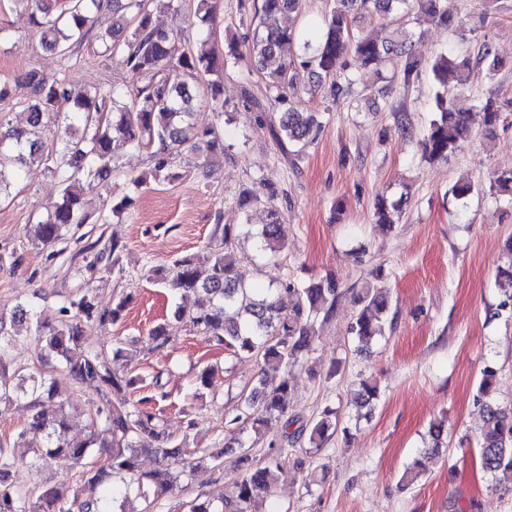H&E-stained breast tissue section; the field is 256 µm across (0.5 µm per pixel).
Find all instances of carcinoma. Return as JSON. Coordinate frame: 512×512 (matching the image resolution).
<instances>
[{"label":"carcinoma","instance_id":"carcinoma-1","mask_svg":"<svg viewBox=\"0 0 512 512\" xmlns=\"http://www.w3.org/2000/svg\"><path fill=\"white\" fill-rule=\"evenodd\" d=\"M25 5L32 24L40 35L41 47L50 52L67 53L72 45L83 42L92 27L95 14L105 0H65L58 8L56 0H17ZM173 0H112V29L99 36L105 50L120 57L133 80L140 83L134 97L110 87L107 89L76 85L64 79L46 77L31 69L23 80L32 97L25 106L28 127L1 130L0 120V190L21 178L24 167L33 161L47 166L62 186V202L47 219L34 226V238L48 247L63 240L64 231L74 224L87 223L79 207L80 185L77 174L100 181L112 176L116 148L125 145L147 149L158 173L169 170L170 159L187 147L205 155L203 164L224 157V66L239 60L237 42L228 45L223 57L213 52H198L190 43L181 44L173 33L153 24L154 12L172 7ZM302 0H259L255 6V27L247 44L254 68L275 89L273 102L285 104L299 92L301 73L315 78L313 89H327L338 102L350 94L352 79L336 74V62L351 52L364 68L377 72L396 60L405 84L418 78L423 70L431 74L433 115L419 141L422 158L429 163L446 162L464 142L469 132L470 112L456 106L467 85L472 60L466 53H439L425 65L412 52L415 32L406 28L403 18L416 17L441 27L460 40L466 33L443 5V0H332L322 15L315 49L310 40H302L299 30L288 26V15L301 11ZM374 12L384 18L383 33L375 34L357 27L362 16ZM195 24L211 29L217 18L216 0H196ZM304 41V52L288 58L285 45ZM479 61L488 71L503 67L492 45L483 42ZM455 84L448 85V74ZM204 95L210 111L197 110L196 97ZM68 108L69 123L56 144L46 146L44 117ZM484 124L494 128L506 112H512V97L490 96L480 102ZM322 122L316 112H301L290 106L283 113L275 139L292 153L312 145ZM82 129L77 134L75 130ZM489 192L512 200V170L496 171L489 179ZM270 187L261 196L244 190L237 203L240 209L263 205L268 222L257 231L249 224L226 225L223 229L224 251L204 249L201 253L179 259L168 267L151 270L152 277L169 291L196 292L197 308L187 312L174 310L173 320L189 326L233 356L255 359L261 370H277L304 363L313 350L317 320H327L336 305L339 284L329 275L308 285L292 279L276 288L250 285L242 270L243 258L234 250L240 236L257 239L263 256L277 257L283 250L281 229ZM404 198L391 200L379 196L374 203L375 223L391 227L392 213L401 209ZM507 263L498 267L494 285L498 303L493 317L512 318V237L505 243ZM294 295L296 304L283 310L280 298ZM360 309L350 326L357 342L367 347L385 332L390 313L388 294L379 287L364 288L356 295ZM127 306L124 296L112 299V309L98 311L94 297L87 291L71 294L51 318H41L34 305L20 302L13 308L0 309V404L15 398H27L30 417L15 440L0 439V512H132L127 504L139 499L147 506L173 493L177 477L170 468L151 473L139 471L142 450H153L171 460L176 468L214 471L223 464V453L185 458V442L168 437L153 411L155 396L136 400L132 394L141 378L122 366L126 357L123 342L112 344L111 351L91 348L83 342L85 322L123 319ZM28 326L35 337L39 365L11 368L6 361L9 349L22 338L21 325ZM170 322L156 324L148 332V344L166 345ZM57 362L78 384L96 388L98 401L89 413V434L80 444L68 437L69 413L59 400V390L43 367ZM496 371L487 366L482 372L476 401L483 410V426L477 439L481 469L493 475L512 472V409L499 407L493 399ZM290 387L271 376L258 379L245 397L239 413L229 418L246 430L257 443L265 438L263 427L272 419L284 420L291 432L267 442L270 448L263 466L249 464L241 456L242 479L227 494L214 499L199 495L191 502L190 512H262L260 506L273 495L279 472L288 461L290 448L304 440L318 452L339 429L336 410L326 408L310 424H297L288 417ZM379 396L377 383L361 380L357 402L372 408ZM26 444L28 465L43 468L49 461L66 456L78 468L79 490L35 486L24 489L11 481L12 470L22 462L14 451Z\"/></svg>","mask_w":512,"mask_h":512}]
</instances>
